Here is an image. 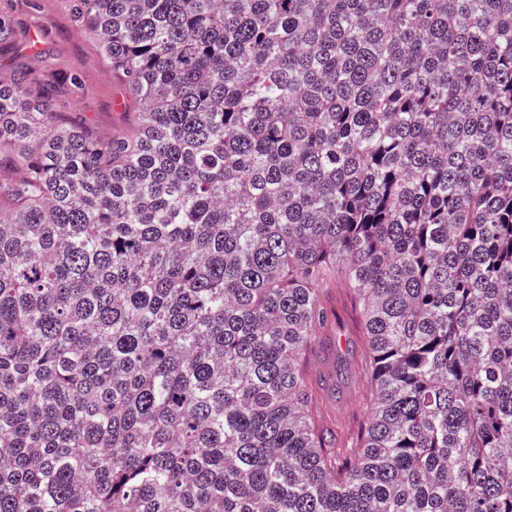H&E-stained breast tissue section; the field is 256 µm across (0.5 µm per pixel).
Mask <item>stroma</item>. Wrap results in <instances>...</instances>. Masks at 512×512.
I'll return each instance as SVG.
<instances>
[{
	"instance_id": "stroma-1",
	"label": "stroma",
	"mask_w": 512,
	"mask_h": 512,
	"mask_svg": "<svg viewBox=\"0 0 512 512\" xmlns=\"http://www.w3.org/2000/svg\"><path fill=\"white\" fill-rule=\"evenodd\" d=\"M17 19L30 36L41 37L40 48L50 55L55 69L69 73L82 85L78 93L59 91L58 111L102 139L135 132L137 105L101 55L97 40L76 23L71 0H33ZM325 295L336 315L317 336L306 369L319 383L317 411L322 426L344 446L368 418L370 396L361 371L366 347L349 288L334 281Z\"/></svg>"
}]
</instances>
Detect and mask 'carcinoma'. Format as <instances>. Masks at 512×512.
<instances>
[{
    "label": "carcinoma",
    "mask_w": 512,
    "mask_h": 512,
    "mask_svg": "<svg viewBox=\"0 0 512 512\" xmlns=\"http://www.w3.org/2000/svg\"><path fill=\"white\" fill-rule=\"evenodd\" d=\"M73 2L137 130L0 73V512H512V0ZM326 288L324 293L336 315L316 336L306 369L313 381L319 382L317 411L324 432L335 436L337 444L344 446L368 418L370 396L361 371L366 347L349 288L339 281ZM321 382L324 384L320 385Z\"/></svg>",
    "instance_id": "cac0c4a2"
}]
</instances>
